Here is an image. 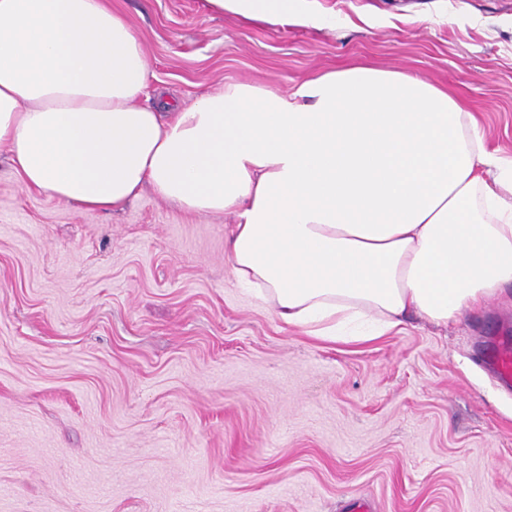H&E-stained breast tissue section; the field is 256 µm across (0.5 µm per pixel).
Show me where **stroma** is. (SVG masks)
Here are the masks:
<instances>
[{
    "label": "stroma",
    "mask_w": 512,
    "mask_h": 512,
    "mask_svg": "<svg viewBox=\"0 0 512 512\" xmlns=\"http://www.w3.org/2000/svg\"><path fill=\"white\" fill-rule=\"evenodd\" d=\"M111 3L150 103L366 65L463 98L512 156V0H318L332 29ZM234 222L148 188L80 211L0 154V512H512V393L474 356L512 327V288L445 326L324 341L237 286Z\"/></svg>",
    "instance_id": "obj_1"
}]
</instances>
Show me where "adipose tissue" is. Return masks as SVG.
<instances>
[{"label": "adipose tissue", "instance_id": "adipose-tissue-1", "mask_svg": "<svg viewBox=\"0 0 512 512\" xmlns=\"http://www.w3.org/2000/svg\"><path fill=\"white\" fill-rule=\"evenodd\" d=\"M271 26L325 25L309 0H206ZM109 0H0V153L23 186L85 211L144 187L234 215L238 284L284 324L370 341L414 313L448 325L512 285V158L419 75L355 66L283 95L227 83L166 112Z\"/></svg>", "mask_w": 512, "mask_h": 512}]
</instances>
